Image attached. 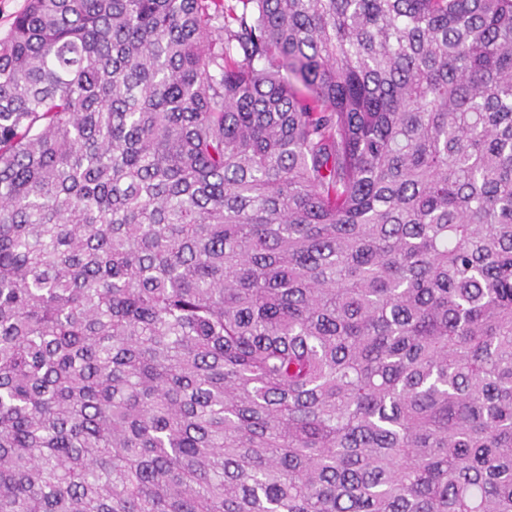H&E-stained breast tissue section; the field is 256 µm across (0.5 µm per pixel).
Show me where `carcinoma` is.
Wrapping results in <instances>:
<instances>
[{"label":"carcinoma","instance_id":"obj_1","mask_svg":"<svg viewBox=\"0 0 512 512\" xmlns=\"http://www.w3.org/2000/svg\"><path fill=\"white\" fill-rule=\"evenodd\" d=\"M0 512H512V0H27Z\"/></svg>","mask_w":512,"mask_h":512}]
</instances>
